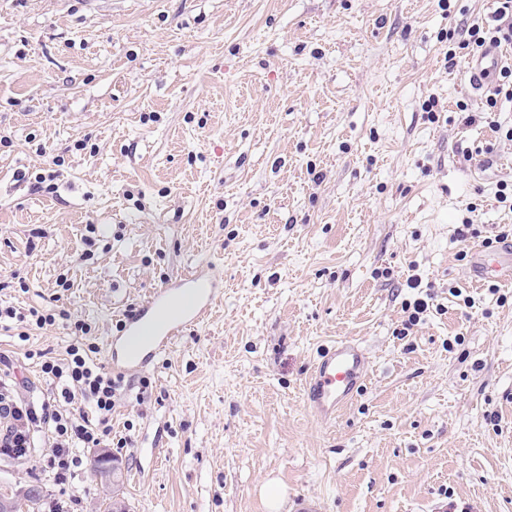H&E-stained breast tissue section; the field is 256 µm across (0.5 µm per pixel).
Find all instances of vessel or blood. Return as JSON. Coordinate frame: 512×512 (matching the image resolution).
Returning a JSON list of instances; mask_svg holds the SVG:
<instances>
[{
	"mask_svg": "<svg viewBox=\"0 0 512 512\" xmlns=\"http://www.w3.org/2000/svg\"><path fill=\"white\" fill-rule=\"evenodd\" d=\"M499 64V53L493 48L472 58L468 64L471 85L484 86ZM492 275L504 282L512 280V244L490 243L475 250L471 281ZM222 293L221 279L209 269L194 270L157 288L148 301L126 315L120 334L111 338L112 370L127 374L153 363L175 339L210 315ZM368 369L369 360L360 344L344 339L325 347L303 383V398L311 414L324 422L333 420L358 395Z\"/></svg>",
	"mask_w": 512,
	"mask_h": 512,
	"instance_id": "vessel-or-blood-1",
	"label": "vessel or blood"
}]
</instances>
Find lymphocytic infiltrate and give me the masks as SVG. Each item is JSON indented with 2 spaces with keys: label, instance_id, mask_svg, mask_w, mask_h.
<instances>
[{
  "label": "lymphocytic infiltrate",
  "instance_id": "lymphocytic-infiltrate-1",
  "mask_svg": "<svg viewBox=\"0 0 512 512\" xmlns=\"http://www.w3.org/2000/svg\"><path fill=\"white\" fill-rule=\"evenodd\" d=\"M497 3L492 20L474 21L459 33L455 46L447 53L449 67L458 66L475 49L512 45V0ZM92 351V345L78 340L68 346L65 359L43 361L42 373L60 384L61 391L26 415L33 428L48 429L52 435L51 451L42 462L58 485L75 478L83 464L81 449L98 446L110 435L114 399L126 386L123 377L112 375L93 360ZM86 402L96 410L97 424L86 419L82 409Z\"/></svg>",
  "mask_w": 512,
  "mask_h": 512
}]
</instances>
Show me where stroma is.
<instances>
[{"label": "stroma", "mask_w": 512, "mask_h": 512, "mask_svg": "<svg viewBox=\"0 0 512 512\" xmlns=\"http://www.w3.org/2000/svg\"><path fill=\"white\" fill-rule=\"evenodd\" d=\"M494 8L0 0V308L68 314L25 340L0 327L17 405L51 395L41 364L74 322L104 363L154 289L198 266L224 281L213 315L131 375L148 392L86 450L75 512L112 496L100 451L128 512H268L271 480L279 512L302 495L319 512H512V285L465 276L474 245L512 232V102L487 109L441 39ZM340 337L369 373L326 424L302 384ZM33 438L0 459L1 490L56 493Z\"/></svg>", "instance_id": "1"}]
</instances>
